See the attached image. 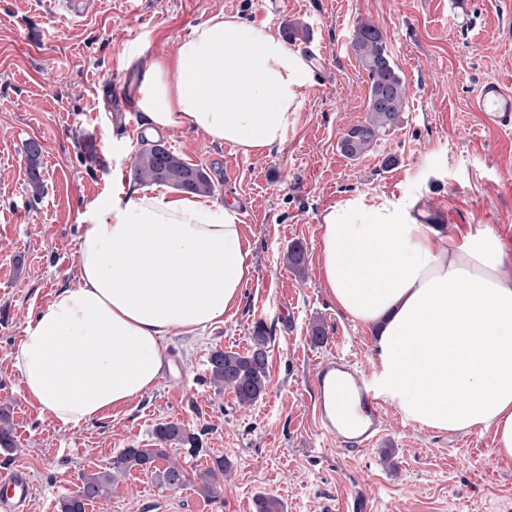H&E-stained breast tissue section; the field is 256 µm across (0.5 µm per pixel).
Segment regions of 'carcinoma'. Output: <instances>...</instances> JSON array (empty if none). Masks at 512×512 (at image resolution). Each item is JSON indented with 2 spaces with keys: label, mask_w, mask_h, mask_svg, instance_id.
<instances>
[{
  "label": "carcinoma",
  "mask_w": 512,
  "mask_h": 512,
  "mask_svg": "<svg viewBox=\"0 0 512 512\" xmlns=\"http://www.w3.org/2000/svg\"><path fill=\"white\" fill-rule=\"evenodd\" d=\"M352 50L369 79L367 118L364 122L347 128L339 142L341 153L355 159L368 151L381 137L398 127L407 95L406 79L395 64L387 47L383 31L372 23L355 29ZM155 143L144 139L142 148L133 160L134 178L141 183L164 184L189 194L208 195L214 183L208 172L199 166L186 163L173 151L166 149L159 158L151 157ZM29 184L34 193L43 186L39 167L40 146L31 141L26 145ZM283 261L296 274L306 268V249L300 242L292 243L284 253ZM272 336L261 322L255 324L246 352L215 350L208 358L209 382L215 389L230 390L241 406H250L265 394L268 386V353ZM153 448L128 447L112 462V468L81 474L80 485L84 495L76 498L64 496L59 501V512H85V502L107 497L112 485L132 470L151 472L159 485L180 489L190 481L187 470L170 458L166 446L177 444L199 451L197 438L181 425L161 422L153 429ZM17 451L8 412L0 408V454L10 458ZM224 474V459L196 475L200 491L207 496L217 494L218 475Z\"/></svg>",
  "instance_id": "1"
}]
</instances>
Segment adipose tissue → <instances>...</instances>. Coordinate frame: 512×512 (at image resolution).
Here are the masks:
<instances>
[{
	"label": "adipose tissue",
	"instance_id": "adipose-tissue-1",
	"mask_svg": "<svg viewBox=\"0 0 512 512\" xmlns=\"http://www.w3.org/2000/svg\"><path fill=\"white\" fill-rule=\"evenodd\" d=\"M312 64L268 24L214 15L133 89L147 132L185 128L244 155L283 143ZM318 267L337 309L375 341L373 383L404 422L492 432L512 462V252L492 232L442 236L408 207L355 196L320 217ZM234 205L123 186L88 209L81 284L60 289L12 357L60 429L156 385L172 337L223 323L251 275Z\"/></svg>",
	"mask_w": 512,
	"mask_h": 512
}]
</instances>
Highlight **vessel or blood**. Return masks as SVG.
I'll return each instance as SVG.
<instances>
[{"label": "vessel or blood", "mask_w": 512, "mask_h": 512, "mask_svg": "<svg viewBox=\"0 0 512 512\" xmlns=\"http://www.w3.org/2000/svg\"><path fill=\"white\" fill-rule=\"evenodd\" d=\"M472 107L488 125L512 129V85L481 82ZM315 421L328 440L352 452L370 448L381 434V400L348 361L327 357L314 372ZM32 494L30 474L20 468L0 471V512H26Z\"/></svg>", "instance_id": "b4317fda"}]
</instances>
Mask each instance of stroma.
<instances>
[{"mask_svg":"<svg viewBox=\"0 0 512 512\" xmlns=\"http://www.w3.org/2000/svg\"><path fill=\"white\" fill-rule=\"evenodd\" d=\"M285 30L307 26L327 85L302 89L281 147L246 156L203 133L176 128L163 141L211 175L216 199L236 205L252 272L238 312L191 338L174 337L176 390L159 378L145 396L106 418L59 429L26 393L12 351L26 322L63 287L79 284L82 216L131 183L143 130L130 87L140 69L173 54L218 13ZM369 22L387 38L407 84L404 119L358 159L343 156L344 130L363 122L368 77L352 51ZM512 84V0H99L76 20L53 0H0V404L8 405L13 458L29 471L28 512H57L81 473L107 469L122 448L150 443L156 423L195 433L200 456L170 447L187 471L224 457L217 496L195 484L168 490L135 471L86 512H249L256 497L283 512H512V464L497 461L490 433H441L381 406L382 434L363 452L322 436L312 414L316 362L329 355L373 372L371 332L337 310L319 278L320 216L346 199L388 197L442 235L512 225V131L485 126L470 108L480 81ZM121 140L123 152L112 150ZM42 148L44 186L32 195L25 145ZM301 241L305 275L282 263ZM321 321L327 335L313 343ZM273 341L269 383L251 407L208 383L212 350L242 352L256 322ZM391 451L395 466L380 459Z\"/></svg>","mask_w":512,"mask_h":512,"instance_id":"stroma-1","label":"stroma"}]
</instances>
